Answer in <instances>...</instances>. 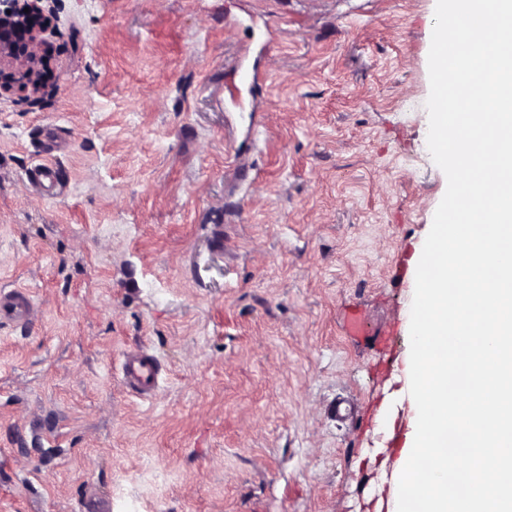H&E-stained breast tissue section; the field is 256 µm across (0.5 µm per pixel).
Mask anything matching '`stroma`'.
<instances>
[{"label":"stroma","instance_id":"obj_1","mask_svg":"<svg viewBox=\"0 0 512 512\" xmlns=\"http://www.w3.org/2000/svg\"><path fill=\"white\" fill-rule=\"evenodd\" d=\"M42 6V90L0 95V288L38 306L0 326V512H396L436 0ZM122 378L140 394L152 396L159 385L161 366L143 349L128 351L124 354Z\"/></svg>","mask_w":512,"mask_h":512}]
</instances>
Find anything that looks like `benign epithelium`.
Returning <instances> with one entry per match:
<instances>
[{"instance_id":"benign-epithelium-1","label":"benign epithelium","mask_w":512,"mask_h":512,"mask_svg":"<svg viewBox=\"0 0 512 512\" xmlns=\"http://www.w3.org/2000/svg\"><path fill=\"white\" fill-rule=\"evenodd\" d=\"M29 12H24V9ZM42 15L39 0H0V94L20 89L38 93L44 41L27 18Z\"/></svg>"}]
</instances>
